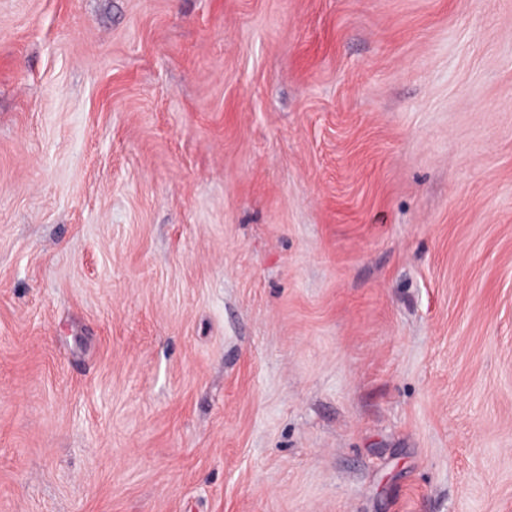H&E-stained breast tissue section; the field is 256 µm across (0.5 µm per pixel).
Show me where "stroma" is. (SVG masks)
Segmentation results:
<instances>
[{
  "label": "stroma",
  "instance_id": "obj_1",
  "mask_svg": "<svg viewBox=\"0 0 512 512\" xmlns=\"http://www.w3.org/2000/svg\"><path fill=\"white\" fill-rule=\"evenodd\" d=\"M0 512H512V0H0Z\"/></svg>",
  "mask_w": 512,
  "mask_h": 512
}]
</instances>
